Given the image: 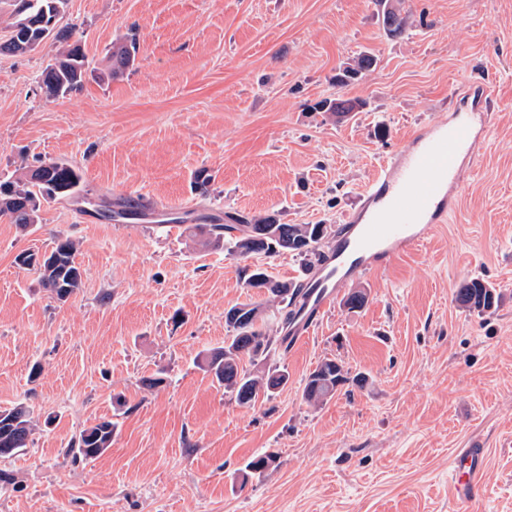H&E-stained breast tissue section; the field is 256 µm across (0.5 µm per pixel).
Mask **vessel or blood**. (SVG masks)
Masks as SVG:
<instances>
[{
    "instance_id": "b4317fda",
    "label": "vessel or blood",
    "mask_w": 512,
    "mask_h": 512,
    "mask_svg": "<svg viewBox=\"0 0 512 512\" xmlns=\"http://www.w3.org/2000/svg\"><path fill=\"white\" fill-rule=\"evenodd\" d=\"M457 96L466 109L453 112L448 121L420 127L405 149L382 160L361 207L346 216L345 231L310 276L307 298L288 328L289 346L313 333L350 270L383 271L397 257L417 251L432 229L457 210L462 173L477 158L494 93L487 83L474 81ZM484 464V449H457L452 489L460 512H468L482 495Z\"/></svg>"
}]
</instances>
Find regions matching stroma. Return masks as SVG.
Returning a JSON list of instances; mask_svg holds the SVG:
<instances>
[{"instance_id":"1","label":"stroma","mask_w":512,"mask_h":512,"mask_svg":"<svg viewBox=\"0 0 512 512\" xmlns=\"http://www.w3.org/2000/svg\"><path fill=\"white\" fill-rule=\"evenodd\" d=\"M405 7L391 39L375 0H68L60 24L88 76L57 98L38 86L56 44L0 54V180L63 160L98 201L140 205L110 220L61 198L24 230L0 216V412L23 404L33 421L27 448L0 457V512H455L453 456L475 438L473 512H512V0ZM131 30L134 65L105 78ZM365 52L376 66L338 85ZM474 80L497 95L456 213L420 251L349 277L340 294L365 289V307L335 302L306 342L259 363L287 384L237 405L198 358L223 346L225 310L264 302L247 269L305 271L288 252L200 248L184 226L218 207L339 228L383 155L447 121L451 91ZM340 95L367 106L343 122L319 110ZM65 238L82 284L60 303L16 257ZM474 277L500 292L495 312L455 302ZM327 357L365 382L314 406L303 388ZM103 419L118 424L111 448L65 457ZM262 453L274 463L245 474Z\"/></svg>"}]
</instances>
